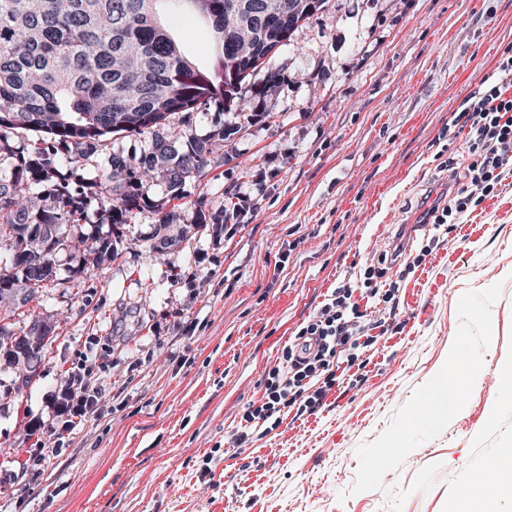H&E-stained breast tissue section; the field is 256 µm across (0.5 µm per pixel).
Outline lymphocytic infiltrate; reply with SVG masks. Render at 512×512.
I'll list each match as a JSON object with an SVG mask.
<instances>
[{
  "label": "lymphocytic infiltrate",
  "mask_w": 512,
  "mask_h": 512,
  "mask_svg": "<svg viewBox=\"0 0 512 512\" xmlns=\"http://www.w3.org/2000/svg\"><path fill=\"white\" fill-rule=\"evenodd\" d=\"M452 127L464 133L472 158L468 166V183L442 207L433 208L427 217L432 224H452L463 214L476 209L490 196L502 180L505 169L512 167V47L498 61L494 75L484 78L465 107L458 111ZM350 288L334 292L298 334L296 349L285 358L288 372L282 373L270 388L265 403L248 408L246 422L264 421L280 413L291 399L303 395L302 381L329 370L338 349L344 348L363 331L361 314L352 300ZM101 391L95 390L81 377L71 378L66 393L54 403L52 423L37 426V436H55L58 425H70L94 414L100 407Z\"/></svg>",
  "instance_id": "1"
}]
</instances>
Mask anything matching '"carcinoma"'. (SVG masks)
Returning <instances> with one entry per match:
<instances>
[{
  "label": "carcinoma",
  "mask_w": 512,
  "mask_h": 512,
  "mask_svg": "<svg viewBox=\"0 0 512 512\" xmlns=\"http://www.w3.org/2000/svg\"><path fill=\"white\" fill-rule=\"evenodd\" d=\"M324 0H0V162L12 154L8 132L18 128L42 134L29 158L0 173V244L6 243L17 272L0 273V301L26 305L45 279L30 274L24 261L43 255L55 267L65 246L63 225L82 220L91 199L124 224L140 209L143 196L132 165L113 155L85 186L54 190L38 208L22 192L51 181L60 161L87 156L104 136L141 134L167 115L193 112L210 102L229 108L242 101V88L258 74L260 59L285 44L299 23ZM233 14L247 51L224 42V9ZM184 10L208 24L218 46L217 65L201 69L181 51L163 23L168 11ZM228 132L212 131L176 150L162 142L141 160L176 193L200 175L207 155L224 146ZM113 241L93 237L83 265H99L114 255ZM51 321L32 317L15 333L0 323V350L14 369L42 358L53 340Z\"/></svg>",
  "instance_id": "carcinoma-1"
}]
</instances>
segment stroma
<instances>
[{
	"instance_id": "stroma-1",
	"label": "stroma",
	"mask_w": 512,
	"mask_h": 512,
	"mask_svg": "<svg viewBox=\"0 0 512 512\" xmlns=\"http://www.w3.org/2000/svg\"><path fill=\"white\" fill-rule=\"evenodd\" d=\"M166 20L214 65L199 17ZM509 46L512 0H324L266 58L279 78L247 109L178 112L61 160L60 178L87 183L111 155L231 130L181 198L156 177L126 224L92 203L64 225L72 240L115 239L114 257L63 252L38 301L0 307L13 330L35 315L55 326L28 387L0 358V512H464L470 487L512 512V401L494 399L512 381L498 365L512 355V172L459 223L424 222L466 182L453 114ZM164 217L177 245L155 236ZM345 284L364 315L356 346L278 422L245 424ZM453 345L497 384L457 395L452 423L421 426ZM88 366L98 412L40 450L31 423Z\"/></svg>"
}]
</instances>
